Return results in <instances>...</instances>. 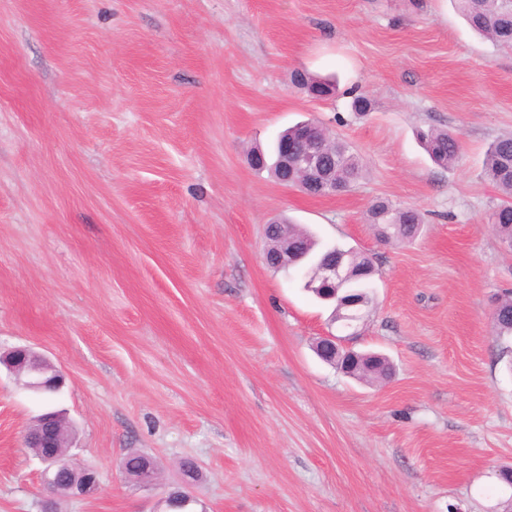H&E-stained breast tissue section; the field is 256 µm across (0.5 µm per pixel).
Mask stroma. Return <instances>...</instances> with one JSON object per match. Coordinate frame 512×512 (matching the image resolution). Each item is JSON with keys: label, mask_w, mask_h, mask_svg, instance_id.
<instances>
[{"label": "stroma", "mask_w": 512, "mask_h": 512, "mask_svg": "<svg viewBox=\"0 0 512 512\" xmlns=\"http://www.w3.org/2000/svg\"><path fill=\"white\" fill-rule=\"evenodd\" d=\"M333 74L316 100L293 70ZM373 105L358 115L346 91ZM314 119L362 156L315 198L248 164ZM461 135L445 169L421 129ZM512 133V48L455 0H0V349L59 369L53 400L0 371V512H39L43 465L23 436L63 410L98 489L57 512H155L193 460L191 512H502L512 487V337L493 331L512 249L486 150ZM420 236L377 240V198ZM291 218L372 255L351 343L386 381L315 354L330 306L263 260ZM150 455L142 487L121 469ZM358 360H353L346 367L341 368L346 371L351 367L350 373H345L359 380H382L387 378L392 371V364L389 359L378 353H359L354 352Z\"/></svg>", "instance_id": "stroma-1"}]
</instances>
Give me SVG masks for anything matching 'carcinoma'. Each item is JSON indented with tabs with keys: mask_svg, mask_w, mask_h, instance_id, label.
<instances>
[{
	"mask_svg": "<svg viewBox=\"0 0 512 512\" xmlns=\"http://www.w3.org/2000/svg\"><path fill=\"white\" fill-rule=\"evenodd\" d=\"M460 9L473 31L492 39L501 46L512 47V0H458ZM291 82L308 95H335L336 85L327 79L312 76L296 70L291 74ZM423 148L431 160L442 167L454 165L461 154L460 133L445 129L430 128L420 132ZM336 151L342 156L336 165V183L347 186L353 183L362 172L360 158L352 153L341 141L336 142ZM485 177L506 200L496 205L488 215V222L506 245H512V134L496 138L489 145L485 160ZM368 222L372 224L376 236L384 242H404L413 239L422 224L420 214L392 204L386 199L372 203L368 213ZM288 232V243L297 246L307 255L310 264L334 255L345 265L354 269L366 280L374 274L372 259L354 249L341 246L320 245L307 230L292 224L287 219L276 220L264 227L267 242L266 249L273 252L279 245L283 232ZM493 328L499 336H512V296L498 301L493 313ZM350 375L359 380H382L392 371L389 359L378 353H359L357 359L349 363ZM145 456L138 453L127 455L121 462L126 476L134 481L140 475Z\"/></svg>",
	"mask_w": 512,
	"mask_h": 512,
	"instance_id": "1",
	"label": "carcinoma"
}]
</instances>
